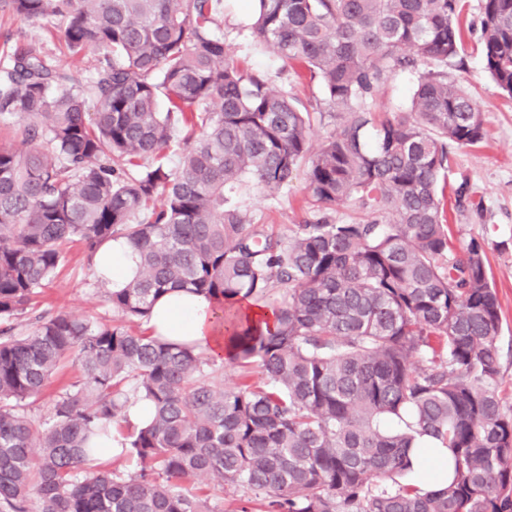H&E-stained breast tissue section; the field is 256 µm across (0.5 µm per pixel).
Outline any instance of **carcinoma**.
I'll return each mask as SVG.
<instances>
[{
  "label": "carcinoma",
  "mask_w": 512,
  "mask_h": 512,
  "mask_svg": "<svg viewBox=\"0 0 512 512\" xmlns=\"http://www.w3.org/2000/svg\"><path fill=\"white\" fill-rule=\"evenodd\" d=\"M250 2L253 33L319 81L325 111L228 62L223 0H0L101 55L81 82L32 49L0 67V117L23 127L0 147V512H212L187 480L240 492V512H512L500 306L485 244L448 237V146L485 134L448 79L460 0ZM480 34L512 97V0H483ZM406 68L408 111L364 108ZM326 117L340 131L313 152ZM304 162L319 207L355 198L371 218L323 216L282 240L238 207L243 185L286 188ZM114 238L139 257L120 289L97 277L121 324L59 312L15 332L63 245L92 259ZM177 289L222 300L227 362L257 380L226 389L205 351L132 328ZM243 299L273 325L241 316ZM69 357L81 374L37 425L24 403ZM133 399L151 403L148 424H131ZM112 432L136 471L99 469ZM428 440L448 482H394Z\"/></svg>",
  "instance_id": "cac0c4a2"
}]
</instances>
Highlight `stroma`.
<instances>
[{"instance_id":"obj_1","label":"stroma","mask_w":512,"mask_h":512,"mask_svg":"<svg viewBox=\"0 0 512 512\" xmlns=\"http://www.w3.org/2000/svg\"><path fill=\"white\" fill-rule=\"evenodd\" d=\"M481 0H464L460 23L465 31L462 64L449 67V79L459 81L477 99L482 109L486 137L483 142L449 150V188L467 184L470 195L482 201L483 214L471 209L448 206V224L454 246L470 239L485 240L490 279L501 306L502 331L501 395L503 406L512 409V98L503 94L484 68L479 39ZM249 9L243 0H230L224 10L222 28L231 63L243 70H266L282 89L308 107L321 108L323 95L318 81L299 75L283 66L258 41L250 29ZM33 48L54 64L85 79L98 65L96 53L86 51L72 55L49 21L36 23L0 14V54L15 48ZM418 75L400 70L381 87L365 107L377 112H399L410 105ZM241 205L253 218L264 224L268 233L284 239L293 225L315 220L320 212L311 200L305 171H298L287 188L268 192L251 185L241 193ZM70 312L106 324L116 323L117 315L106 303L94 266L83 246L67 245L64 261L53 281L35 297L33 314ZM78 373L73 360H65L44 392L28 399L25 410L35 423H43L50 414L51 403L68 387Z\"/></svg>"}]
</instances>
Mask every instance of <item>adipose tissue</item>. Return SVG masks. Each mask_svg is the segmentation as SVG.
Listing matches in <instances>:
<instances>
[{
	"instance_id": "ef3b65f1",
	"label": "adipose tissue",
	"mask_w": 512,
	"mask_h": 512,
	"mask_svg": "<svg viewBox=\"0 0 512 512\" xmlns=\"http://www.w3.org/2000/svg\"><path fill=\"white\" fill-rule=\"evenodd\" d=\"M136 265V254L121 238L108 242L94 257L96 271L105 274L114 288L123 286ZM148 327L153 335L179 343H195L219 361L233 352L220 302L186 290H175L162 296L153 308Z\"/></svg>"
}]
</instances>
